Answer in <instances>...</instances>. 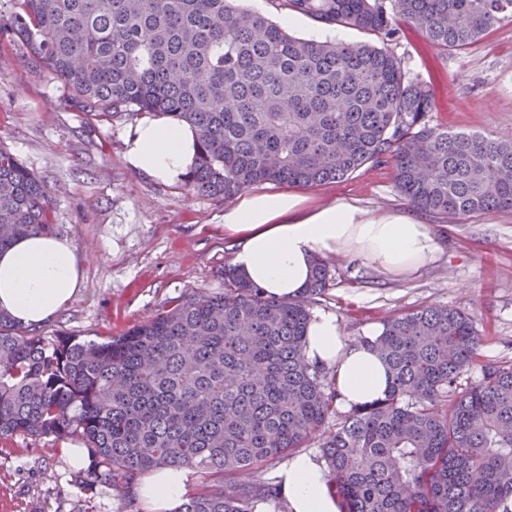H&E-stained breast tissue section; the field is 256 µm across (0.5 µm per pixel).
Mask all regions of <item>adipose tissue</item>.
I'll return each mask as SVG.
<instances>
[{"mask_svg":"<svg viewBox=\"0 0 512 512\" xmlns=\"http://www.w3.org/2000/svg\"><path fill=\"white\" fill-rule=\"evenodd\" d=\"M125 158L136 171L164 183L184 181L196 157L194 130L165 117H145L133 128ZM233 265L265 297L301 298L320 256L362 260L385 275H402L433 260L440 243L420 217L374 212L346 201L311 205L288 190L244 196L224 213ZM80 286L74 250L56 237L31 235L0 252V309L19 324L51 320ZM306 360L336 373L343 409L383 398L388 370L369 346L342 336L335 315L319 312L307 328ZM187 471L166 466L139 489L151 512H180ZM288 512H339L327 489V472L310 453L291 458L277 473Z\"/></svg>","mask_w":512,"mask_h":512,"instance_id":"ef3b65f1","label":"adipose tissue"}]
</instances>
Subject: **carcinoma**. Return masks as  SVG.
<instances>
[{"label": "carcinoma", "instance_id": "cac0c4a2", "mask_svg": "<svg viewBox=\"0 0 512 512\" xmlns=\"http://www.w3.org/2000/svg\"><path fill=\"white\" fill-rule=\"evenodd\" d=\"M383 42L410 23L438 49L512 21V0H270ZM0 37L64 83L83 110L161 113L194 128L192 192L230 201L256 184L343 179L388 156L400 195L433 216L512 211V142L430 127L428 85L385 46L290 33L242 0H15ZM48 186L0 146V251L53 236ZM316 261L306 296L321 294ZM303 300L263 296L233 267L224 293L189 296L102 341L48 339L0 311V437L77 433L84 491L130 492L161 466L213 483L181 512L277 504L255 466L327 428V483L340 512H512V367L459 379L480 338L466 312L424 307L364 340L387 365L386 395L341 415L336 376L305 359ZM241 476L224 488V474Z\"/></svg>", "mask_w": 512, "mask_h": 512}]
</instances>
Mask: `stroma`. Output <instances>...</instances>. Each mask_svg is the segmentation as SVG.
Listing matches in <instances>:
<instances>
[{"label":"stroma","instance_id":"stroma-1","mask_svg":"<svg viewBox=\"0 0 512 512\" xmlns=\"http://www.w3.org/2000/svg\"><path fill=\"white\" fill-rule=\"evenodd\" d=\"M247 4L289 21L290 32L301 37L367 39L353 29L274 11L268 0ZM388 48L430 85L426 124L512 140V22L445 52L403 23ZM138 121L83 111L64 84L26 66L20 43L0 39V146L50 188L57 236L72 244L81 272L77 294L40 325L41 335L118 336L184 297L224 292L222 269L233 259L224 236L226 202L133 171L124 156ZM394 175L393 162L370 164L302 193L315 204L343 199L372 211H409ZM427 222L441 241L433 261L387 277L356 259L326 257L329 286L310 308L334 314L350 342L414 309L465 311L481 338L476 365L460 378L466 386L480 379L482 366L512 365V211ZM84 445L76 434L0 438V512H146L142 501H128L109 485L84 492L80 469L67 455Z\"/></svg>","mask_w":512,"mask_h":512}]
</instances>
